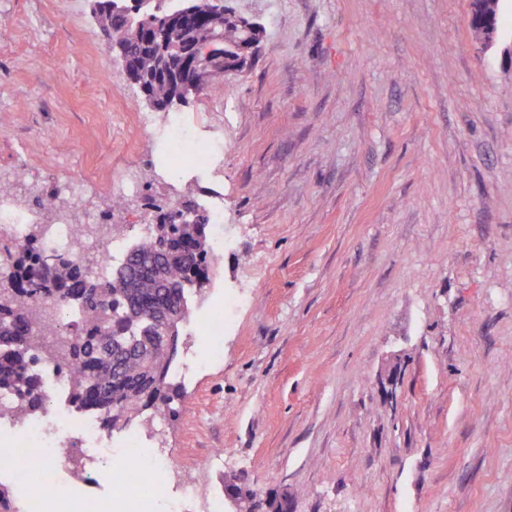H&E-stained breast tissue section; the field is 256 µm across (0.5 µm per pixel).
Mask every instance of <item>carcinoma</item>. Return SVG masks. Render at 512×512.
<instances>
[{"instance_id":"obj_1","label":"carcinoma","mask_w":512,"mask_h":512,"mask_svg":"<svg viewBox=\"0 0 512 512\" xmlns=\"http://www.w3.org/2000/svg\"><path fill=\"white\" fill-rule=\"evenodd\" d=\"M92 15L128 80L159 109L187 102L184 87L187 61L183 45L190 41L210 49L206 79L228 76L248 68L239 47L248 35L224 0H209V10L198 11V0H180L176 9L168 0H93ZM192 211L197 223H181ZM208 213L191 201L158 209L156 224L128 248L125 258L104 279L91 277L65 255L52 263L33 252L28 235L22 246L11 235L0 236V252L21 250L24 261L15 274L0 272V391L11 392L19 405L18 422L41 404L40 382L29 369L31 335L38 330L32 307L47 304L43 269L61 293L51 302L77 311L69 323L78 333L71 347L77 365L71 399L79 408L102 416L108 430L127 427L154 409L171 416L178 389L170 382L178 354L180 329L191 316L189 294L203 290L213 273L207 229ZM164 306L174 314L175 327L153 321Z\"/></svg>"}]
</instances>
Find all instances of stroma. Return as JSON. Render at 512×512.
I'll return each instance as SVG.
<instances>
[{
    "instance_id": "35a3bbf8",
    "label": "stroma",
    "mask_w": 512,
    "mask_h": 512,
    "mask_svg": "<svg viewBox=\"0 0 512 512\" xmlns=\"http://www.w3.org/2000/svg\"><path fill=\"white\" fill-rule=\"evenodd\" d=\"M230 5L263 30L253 64L160 111L90 0H0V178L23 200L111 214L129 244L148 203L224 200L178 413L114 442L168 449L222 512L232 478L290 512H512V0L487 47L472 0ZM175 117L223 137L218 163L181 167ZM228 300L225 334H195Z\"/></svg>"
}]
</instances>
